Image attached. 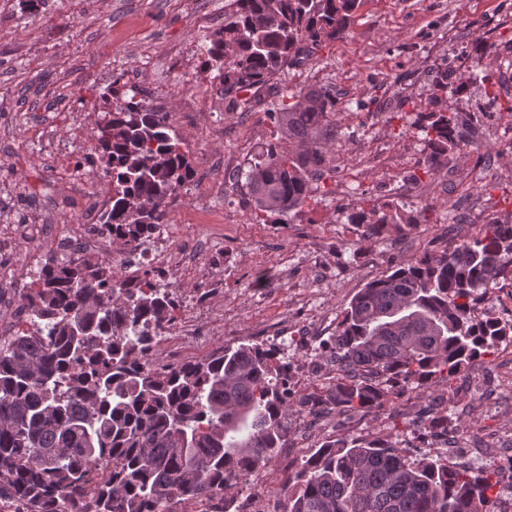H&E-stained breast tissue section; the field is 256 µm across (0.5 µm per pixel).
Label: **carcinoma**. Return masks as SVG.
<instances>
[{
	"label": "carcinoma",
	"instance_id": "carcinoma-1",
	"mask_svg": "<svg viewBox=\"0 0 512 512\" xmlns=\"http://www.w3.org/2000/svg\"><path fill=\"white\" fill-rule=\"evenodd\" d=\"M361 0H228L224 25L199 40L205 69L236 105L263 103L290 148L270 142L232 176L263 213L287 215L312 199L313 183L336 171V87L312 86L287 103L261 91L309 45L343 36ZM463 85L443 71L428 102ZM121 102L98 123L100 159L112 176L103 231L128 252L155 241L171 198L194 175L168 113L135 84L102 93ZM435 162L485 147L474 117L425 113L409 127ZM368 240L395 215L348 216ZM512 224L492 221L451 251L425 255L361 288L342 311L330 360L336 376L299 396L309 408L370 412L411 383L428 388L457 375L512 335L487 291L512 282ZM105 262L50 257L20 297L23 326L0 336V499L22 512H227L224 492L288 443L289 366L261 344L221 346L167 370L150 364L157 338L176 321L162 273L135 287L114 284ZM424 430L448 431L441 410ZM494 484L445 457L410 460L388 438L324 442L288 477L283 512H497Z\"/></svg>",
	"mask_w": 512,
	"mask_h": 512
}]
</instances>
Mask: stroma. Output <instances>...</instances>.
Segmentation results:
<instances>
[{
    "label": "stroma",
    "instance_id": "1",
    "mask_svg": "<svg viewBox=\"0 0 512 512\" xmlns=\"http://www.w3.org/2000/svg\"><path fill=\"white\" fill-rule=\"evenodd\" d=\"M225 0H47L34 12L0 0V207L19 224L63 230L78 216L68 180L50 163L89 166L98 151L101 93L114 78L138 84L151 105L183 115L176 128L195 174L167 209L173 247L201 250L198 268L172 266L166 282L177 325L200 332L198 349L259 343L290 366L296 394L334 375L319 351L336 334L340 312L363 285L425 253L467 241L475 225L512 222V0H363L348 32L292 59L272 82L281 97L305 85L335 86V174L314 182L313 203L288 216L258 217L248 194L211 180L232 175L267 143L274 125L261 106L233 108L197 50L224 22ZM489 76L475 82L476 69ZM453 70L463 92L443 97L448 113L480 117L489 146L454 154L433 175L428 152L408 131L428 111L436 73ZM78 114L85 136L70 134ZM199 112L214 123L196 120ZM399 208L407 223L361 240L348 215ZM473 360L457 378L371 413L324 416L310 430L299 405L288 411L289 445L261 469L240 475L226 498L249 495L253 512H282L288 477L325 440L394 435L410 458L440 456V444L416 427L430 401L463 431L472 471L493 473L500 512H512V460L484 448L512 446V372Z\"/></svg>",
    "mask_w": 512,
    "mask_h": 512
}]
</instances>
